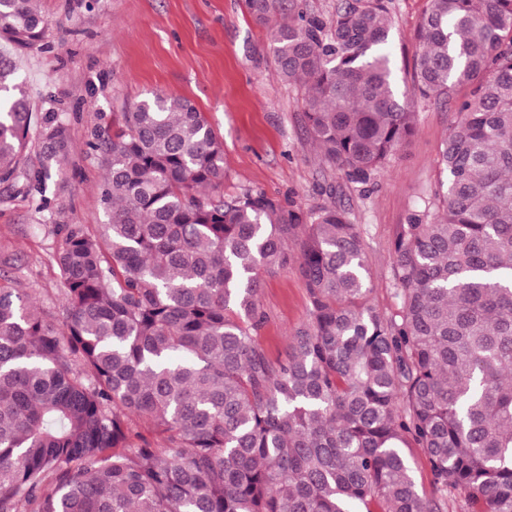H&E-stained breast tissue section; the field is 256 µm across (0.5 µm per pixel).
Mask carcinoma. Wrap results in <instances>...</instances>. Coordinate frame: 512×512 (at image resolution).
I'll list each match as a JSON object with an SVG mask.
<instances>
[{
	"instance_id": "cac0c4a2",
	"label": "carcinoma",
	"mask_w": 512,
	"mask_h": 512,
	"mask_svg": "<svg viewBox=\"0 0 512 512\" xmlns=\"http://www.w3.org/2000/svg\"><path fill=\"white\" fill-rule=\"evenodd\" d=\"M325 160L374 182L416 133V99L455 107L433 201L391 256L399 307L369 302L361 225L224 194V145L187 98L130 104L88 142L106 222L55 224L62 316L0 282V512H512V0H425L411 63L391 0H245ZM37 0H0V183L47 164L65 123L32 112L17 60ZM410 78L400 92L398 72ZM291 268L308 321L272 359L260 280ZM421 448L433 498L405 449Z\"/></svg>"
}]
</instances>
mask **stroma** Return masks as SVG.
Returning a JSON list of instances; mask_svg holds the SVG:
<instances>
[{
	"label": "stroma",
	"mask_w": 512,
	"mask_h": 512,
	"mask_svg": "<svg viewBox=\"0 0 512 512\" xmlns=\"http://www.w3.org/2000/svg\"><path fill=\"white\" fill-rule=\"evenodd\" d=\"M424 0H393L394 49L411 57ZM48 20L43 45L20 62L18 75L35 94L34 112L58 113L71 140L68 162L42 193L25 179L0 185V274L41 309L61 312L52 224L104 221L103 170L87 142L121 119L128 103L155 93L189 99L224 142V191L264 192L287 207L310 210L336 202L364 233L369 300L398 308L391 273L393 241L409 213L431 199L437 149L456 118L453 108L415 103L416 134L374 184L349 183L324 164L303 120V93L277 73L265 26L243 0H38ZM259 303L266 319L257 336L271 357L309 318V297L296 274L264 277Z\"/></svg>",
	"instance_id": "1"
}]
</instances>
